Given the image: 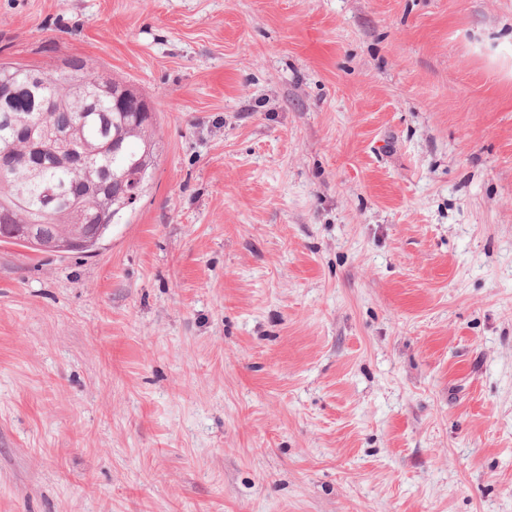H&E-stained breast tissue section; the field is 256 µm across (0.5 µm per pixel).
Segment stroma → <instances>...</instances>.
Segmentation results:
<instances>
[{"instance_id": "stroma-1", "label": "stroma", "mask_w": 512, "mask_h": 512, "mask_svg": "<svg viewBox=\"0 0 512 512\" xmlns=\"http://www.w3.org/2000/svg\"><path fill=\"white\" fill-rule=\"evenodd\" d=\"M70 58L157 158L0 243V512H512V0H0Z\"/></svg>"}]
</instances>
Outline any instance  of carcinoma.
Wrapping results in <instances>:
<instances>
[{"mask_svg": "<svg viewBox=\"0 0 512 512\" xmlns=\"http://www.w3.org/2000/svg\"><path fill=\"white\" fill-rule=\"evenodd\" d=\"M39 69L0 65V80L12 77L13 99L0 105V161L11 160L12 170L0 177V242L17 244L37 253H83L96 246L113 222L136 205L118 208L130 198L132 185L146 183L156 160L155 115L146 116L137 102H113L101 94L97 111H86V100L74 96L84 84L98 91L118 81L95 71L86 62L68 60L63 77L44 83L29 80ZM47 125L69 135L70 151L62 153L42 144L43 170L22 160L26 141L13 132L27 123ZM62 186L77 201L83 215L68 205L46 209L48 190ZM118 209L115 220L103 221L98 209Z\"/></svg>", "mask_w": 512, "mask_h": 512, "instance_id": "obj_1", "label": "carcinoma"}]
</instances>
